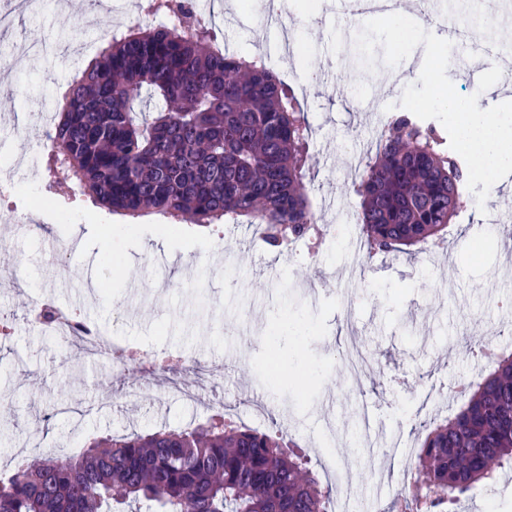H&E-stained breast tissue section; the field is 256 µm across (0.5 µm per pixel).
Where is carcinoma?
Returning a JSON list of instances; mask_svg holds the SVG:
<instances>
[{"instance_id": "1", "label": "carcinoma", "mask_w": 512, "mask_h": 512, "mask_svg": "<svg viewBox=\"0 0 512 512\" xmlns=\"http://www.w3.org/2000/svg\"><path fill=\"white\" fill-rule=\"evenodd\" d=\"M47 138L70 182L50 188L110 212L194 224L246 217L281 247L315 230L305 183L309 124L260 58L224 50L199 20L103 37L65 86ZM468 167L420 112L393 114L351 191L367 257L437 245L468 204ZM512 463V353L428 429L408 512H448ZM331 491L267 433L224 416L96 439L0 473V512H327Z\"/></svg>"}]
</instances>
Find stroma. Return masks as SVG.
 Returning <instances> with one entry per match:
<instances>
[{"label": "stroma", "instance_id": "stroma-1", "mask_svg": "<svg viewBox=\"0 0 512 512\" xmlns=\"http://www.w3.org/2000/svg\"><path fill=\"white\" fill-rule=\"evenodd\" d=\"M59 0L17 13L0 45L28 44L36 53L0 71V158L24 153L7 177L20 189L0 202V312L14 329L0 345V470L16 462L19 443L40 451L76 453L102 436L146 434L215 415L171 386L224 397V419L283 436L305 454L322 484L344 494L352 512H390L408 488L425 430L448 417L447 398L420 412L424 394L486 366L466 353L512 329V241L491 230L484 199L512 201V169L484 184L470 179L472 204L451 225L434 254L352 263L348 242L359 236V199L348 190L350 162L379 130L370 109L387 113L425 103L418 85L452 75L453 94L466 99L483 75L512 71V27L499 26L500 57L472 67L469 43L449 39L438 66L419 82L404 70L408 43L427 25L370 17L343 23L333 0H288L271 28L253 20L248 0L232 7L234 22L210 25L221 45L240 55L269 54L279 77L328 70L330 84L306 81L311 128L308 192L324 236L301 240L298 251L267 248L249 224L184 223L148 212L113 214L85 198L49 191L62 180L32 111L52 107L62 85L95 60L71 55L73 45L100 41L95 13L78 14ZM111 240H103L104 228ZM78 251H69V244ZM87 295L82 314L117 329L158 374L142 377L141 360L115 368L108 352L88 358L53 331L27 325L28 299L41 295L69 307ZM357 342L380 366L351 378L342 354ZM268 411L247 414L253 397ZM374 405L380 441L408 444L412 453L388 462L381 448L361 445L362 402Z\"/></svg>", "mask_w": 512, "mask_h": 512}]
</instances>
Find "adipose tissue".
Returning <instances> with one entry per match:
<instances>
[{
  "label": "adipose tissue",
  "mask_w": 512,
  "mask_h": 512,
  "mask_svg": "<svg viewBox=\"0 0 512 512\" xmlns=\"http://www.w3.org/2000/svg\"><path fill=\"white\" fill-rule=\"evenodd\" d=\"M453 83V78H443L436 90L445 107L456 114L460 137L476 164L477 173L487 179L512 168V121L492 117L474 104L468 111H460L459 101L448 94Z\"/></svg>",
  "instance_id": "1"
}]
</instances>
